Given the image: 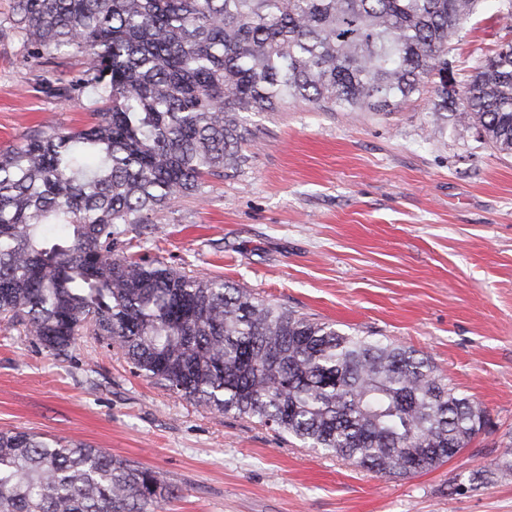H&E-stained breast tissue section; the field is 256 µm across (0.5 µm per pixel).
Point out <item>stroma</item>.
I'll return each instance as SVG.
<instances>
[{
    "label": "stroma",
    "mask_w": 512,
    "mask_h": 512,
    "mask_svg": "<svg viewBox=\"0 0 512 512\" xmlns=\"http://www.w3.org/2000/svg\"><path fill=\"white\" fill-rule=\"evenodd\" d=\"M0 0V147L34 128L82 127L99 107L46 92L76 55L33 57ZM505 34L481 6L448 50L457 90ZM251 113L238 171L209 179L132 237L138 254L310 317L414 347L489 422L467 448L411 478L301 447L254 420L207 411L135 374L84 333L59 357L0 327V430L84 441L179 489L168 512H512V155L431 109Z\"/></svg>",
    "instance_id": "1"
}]
</instances>
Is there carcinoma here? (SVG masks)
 <instances>
[{
  "label": "carcinoma",
  "instance_id": "1",
  "mask_svg": "<svg viewBox=\"0 0 512 512\" xmlns=\"http://www.w3.org/2000/svg\"><path fill=\"white\" fill-rule=\"evenodd\" d=\"M485 0H16L36 55L85 68L93 123L0 149V322L58 356L90 330L139 375L218 414L381 475L434 470L486 424L421 351L128 252L126 236L206 178L237 170L244 112L302 102L391 112L433 84L432 111L512 154V41L463 97L448 48ZM159 473L82 442L0 431V512H163Z\"/></svg>",
  "mask_w": 512,
  "mask_h": 512
}]
</instances>
